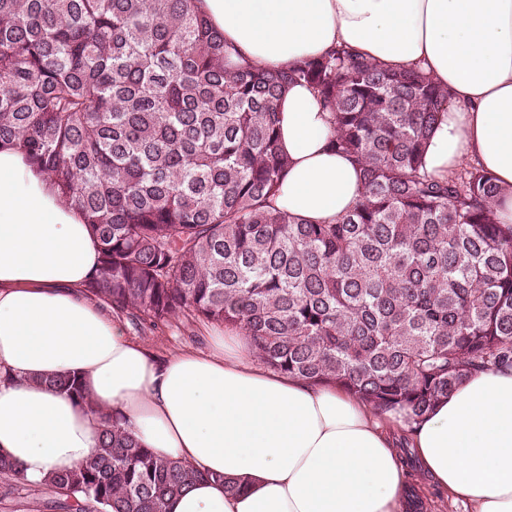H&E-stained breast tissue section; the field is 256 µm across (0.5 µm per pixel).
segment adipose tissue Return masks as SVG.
Here are the masks:
<instances>
[{
	"instance_id": "ef3b65f1",
	"label": "adipose tissue",
	"mask_w": 512,
	"mask_h": 512,
	"mask_svg": "<svg viewBox=\"0 0 512 512\" xmlns=\"http://www.w3.org/2000/svg\"><path fill=\"white\" fill-rule=\"evenodd\" d=\"M240 58L271 71L344 45L386 69H418L450 92L425 155L436 177L466 163L501 188L512 224V0H194ZM288 157L277 209L333 222L360 199L359 169L336 151L332 114L312 89L279 103ZM98 266L88 224L17 147H0V457L43 480L84 463L100 421L51 387L78 375L161 458L201 471L166 512H406L391 432L333 383L268 369L244 334L212 353L158 357L127 335L86 285ZM422 468L470 512H512V369L472 375L410 434ZM242 484L239 493L225 481Z\"/></svg>"
}]
</instances>
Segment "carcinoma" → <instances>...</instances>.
Listing matches in <instances>:
<instances>
[{"label": "carcinoma", "instance_id": "1", "mask_svg": "<svg viewBox=\"0 0 512 512\" xmlns=\"http://www.w3.org/2000/svg\"><path fill=\"white\" fill-rule=\"evenodd\" d=\"M192 0H0V143L84 216L105 293L137 329H241L267 367L332 382L419 422L475 372L512 368V224L469 164L438 179L428 137L450 94L345 46L283 72L229 64ZM310 86L363 192L333 224L270 206L288 166L278 101ZM48 383L102 415L98 448L41 482L0 459V503L165 512L200 473L159 458L73 374ZM399 458L420 462L409 442Z\"/></svg>", "mask_w": 512, "mask_h": 512}]
</instances>
